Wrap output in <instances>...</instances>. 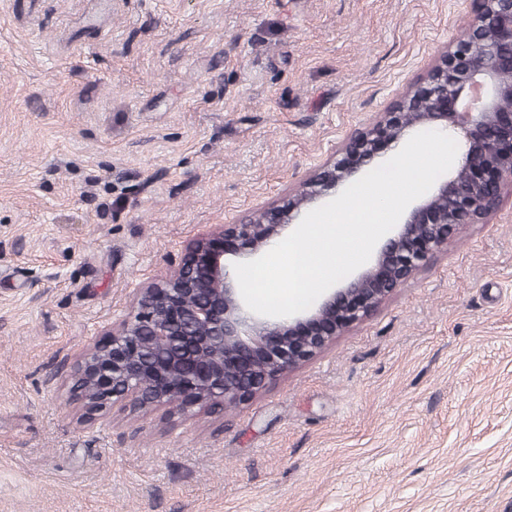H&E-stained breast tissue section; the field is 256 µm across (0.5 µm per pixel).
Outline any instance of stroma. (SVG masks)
Segmentation results:
<instances>
[{
	"label": "stroma",
	"mask_w": 512,
	"mask_h": 512,
	"mask_svg": "<svg viewBox=\"0 0 512 512\" xmlns=\"http://www.w3.org/2000/svg\"><path fill=\"white\" fill-rule=\"evenodd\" d=\"M474 0H0V512H512V190L234 408L64 375L186 244L389 111Z\"/></svg>",
	"instance_id": "stroma-1"
}]
</instances>
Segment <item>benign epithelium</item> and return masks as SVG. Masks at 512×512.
Masks as SVG:
<instances>
[{"label":"benign epithelium","mask_w":512,"mask_h":512,"mask_svg":"<svg viewBox=\"0 0 512 512\" xmlns=\"http://www.w3.org/2000/svg\"><path fill=\"white\" fill-rule=\"evenodd\" d=\"M467 38L443 51L423 81L372 125L353 132L344 158L325 164L283 200L243 224L218 225L186 246L176 275L135 289L107 339L78 356L70 402L87 418L108 409L168 417L242 404L320 353L413 277L466 224H480L512 186V0H475ZM458 135L461 161L415 203L373 260L289 317L250 311L231 264L281 241L321 200L357 178L381 147L426 129Z\"/></svg>","instance_id":"benign-epithelium-1"}]
</instances>
